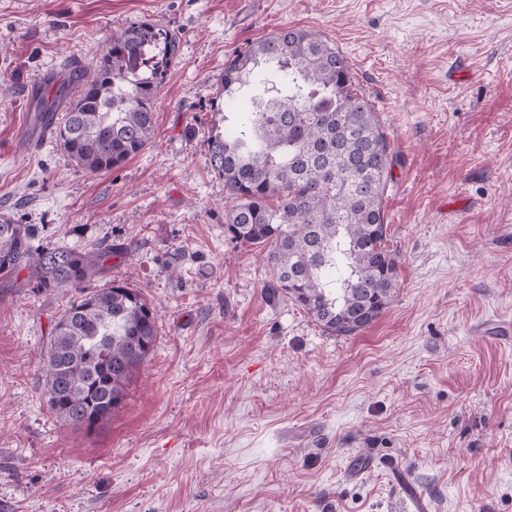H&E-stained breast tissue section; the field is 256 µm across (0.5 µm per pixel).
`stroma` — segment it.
<instances>
[{
	"label": "stroma",
	"mask_w": 512,
	"mask_h": 512,
	"mask_svg": "<svg viewBox=\"0 0 512 512\" xmlns=\"http://www.w3.org/2000/svg\"><path fill=\"white\" fill-rule=\"evenodd\" d=\"M140 21L180 40L150 146L93 174L26 145L32 86ZM286 27L336 44L391 145L398 286L350 337L270 297L206 159L225 63ZM0 212L111 242L89 289L128 282L157 330L89 435L43 393L68 295L0 279V512H512V0H0Z\"/></svg>",
	"instance_id": "stroma-1"
}]
</instances>
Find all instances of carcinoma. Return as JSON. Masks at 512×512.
Masks as SVG:
<instances>
[{"instance_id":"1","label":"carcinoma","mask_w":512,"mask_h":512,"mask_svg":"<svg viewBox=\"0 0 512 512\" xmlns=\"http://www.w3.org/2000/svg\"><path fill=\"white\" fill-rule=\"evenodd\" d=\"M178 57L175 35L133 23L112 35L96 69L73 70L78 95L65 113L55 118L61 87L37 101L38 119L70 161L108 172L152 142L155 97ZM209 112L207 162L231 203L224 235L265 254L269 294L330 336L374 323L398 278L383 213L391 151L345 56L315 30L272 33L224 65ZM34 236L32 225L0 215V278L25 270L39 292L72 293L44 355V395L63 424L101 428L153 348V309L125 282L85 291L116 252L111 243L35 248Z\"/></svg>"}]
</instances>
